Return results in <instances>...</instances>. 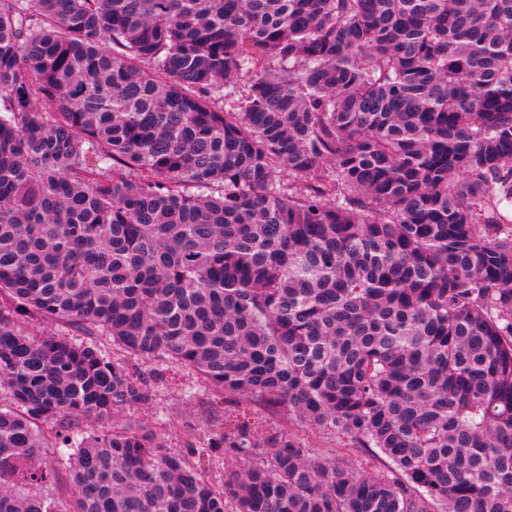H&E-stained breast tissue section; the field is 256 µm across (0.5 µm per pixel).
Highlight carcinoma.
<instances>
[{
	"label": "carcinoma",
	"mask_w": 512,
	"mask_h": 512,
	"mask_svg": "<svg viewBox=\"0 0 512 512\" xmlns=\"http://www.w3.org/2000/svg\"><path fill=\"white\" fill-rule=\"evenodd\" d=\"M504 202L512 0H0V512H512ZM139 368L146 376H150L154 369L162 373L161 380L154 388L153 400L148 405H131L126 407L112 419V427H119L128 422L147 421L152 416L181 413L183 417L200 420L199 417L213 411L219 416H236L244 411L234 403L223 402L204 395L193 402V406L184 404V390L194 380L191 372L183 367H162L151 363L138 361ZM305 432H302L312 445L320 448H336V454L344 455L350 462V464L360 470L369 471L374 465V461L371 457L365 453L357 452L352 448H343L338 439H334L329 435H323L322 433H314L306 428Z\"/></svg>",
	"instance_id": "cac0c4a2"
}]
</instances>
